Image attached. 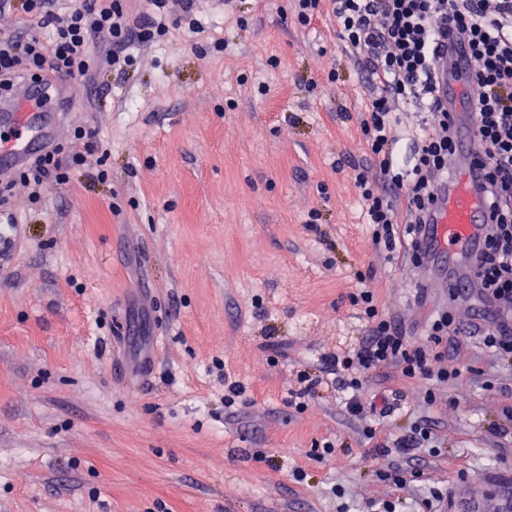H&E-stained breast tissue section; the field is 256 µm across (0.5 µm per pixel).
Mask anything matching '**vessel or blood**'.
I'll use <instances>...</instances> for the list:
<instances>
[{"mask_svg":"<svg viewBox=\"0 0 512 512\" xmlns=\"http://www.w3.org/2000/svg\"><path fill=\"white\" fill-rule=\"evenodd\" d=\"M434 80L448 106L456 150L448 159L452 177L440 189L419 230V247L427 255L421 274L429 287L444 289L455 298H471L476 288L473 268L487 233L489 207L484 195L485 167L475 138L476 107L464 41L449 40L437 58ZM61 85L58 79L48 84L23 82L14 87L13 98L0 101V126L11 132L8 139H0L1 182L10 180L31 156L64 135L63 115L45 109L48 96ZM22 242L20 225H0V269L12 260ZM460 512H512V496H500L490 504L482 497L470 496Z\"/></svg>","mask_w":512,"mask_h":512,"instance_id":"vessel-or-blood-1","label":"vessel or blood"}]
</instances>
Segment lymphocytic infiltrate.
<instances>
[{
	"label": "lymphocytic infiltrate",
	"instance_id": "obj_1",
	"mask_svg": "<svg viewBox=\"0 0 512 512\" xmlns=\"http://www.w3.org/2000/svg\"><path fill=\"white\" fill-rule=\"evenodd\" d=\"M340 39L356 49L369 81L376 86L361 121L369 162L378 180L357 173L354 185L364 219L376 246L388 253L405 250L412 261L420 255L416 235L435 199L439 180L448 173L453 135L448 111L439 97L433 73L440 50L450 38L466 41L472 58L478 146L487 162L491 222L486 247L475 274L480 294L492 303L491 317L468 329L449 311L431 320L419 339L405 336L382 314L373 293L353 296L361 306L367 333L358 346L325 356L340 388L347 391L346 410L354 416L368 409L373 381L406 378L427 383V405H435L434 384L460 385L463 367L447 366L470 335L501 363L512 366V0H331ZM151 9L131 19L126 0H24L31 27L46 37H0V90L17 80L37 82L50 75L84 80L89 72L131 67L133 46L164 36L170 24L196 31L193 0H150ZM424 102L426 115L414 141L413 165L403 168L394 152L398 106ZM68 178L59 147L30 159L14 182L0 185V206L14 183L39 197L47 182Z\"/></svg>",
	"mask_w": 512,
	"mask_h": 512
}]
</instances>
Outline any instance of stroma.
Returning a JSON list of instances; mask_svg holds the SVG:
<instances>
[{"instance_id": "35a3bbf8", "label": "stroma", "mask_w": 512, "mask_h": 512, "mask_svg": "<svg viewBox=\"0 0 512 512\" xmlns=\"http://www.w3.org/2000/svg\"><path fill=\"white\" fill-rule=\"evenodd\" d=\"M196 13L202 32L56 92L87 130L61 152L90 163L40 201L12 191L25 244L0 273V512H366L390 491L379 472L412 456L429 480L401 490L407 505L432 485L495 498L512 479L491 433L512 373L487 389L477 338L467 384L435 388L442 409L424 412V383L386 384L391 438L435 424L437 450L408 456L364 437L322 362L360 342L361 288L414 338L442 309L483 312L373 244L354 177L374 90L330 8L308 26L292 0Z\"/></svg>"}]
</instances>
